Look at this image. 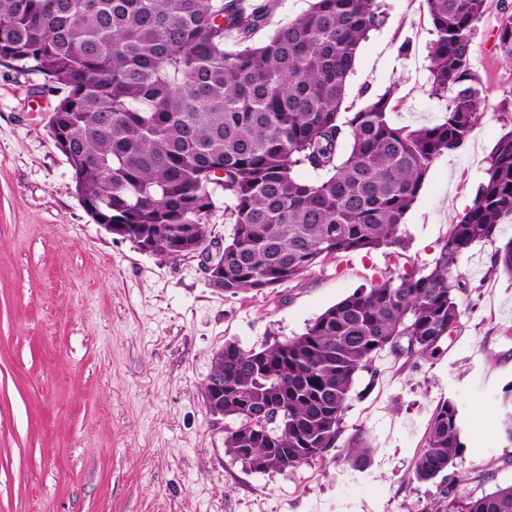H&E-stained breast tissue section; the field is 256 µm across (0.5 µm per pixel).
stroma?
<instances>
[{"label":"stroma","mask_w":512,"mask_h":512,"mask_svg":"<svg viewBox=\"0 0 512 512\" xmlns=\"http://www.w3.org/2000/svg\"><path fill=\"white\" fill-rule=\"evenodd\" d=\"M345 107L393 90L396 126L432 125L433 40L425 0H378ZM512 0H487L471 70L486 112L465 146L435 160L401 226L404 248L331 256L299 278L229 295L196 258L143 251L95 224L48 129L60 94L0 60V512H419L436 491L413 479L436 406L454 399L465 450L449 468L459 495L512 485V276L478 241L458 273L460 325L430 358L381 353L349 394L344 435L364 429L371 466L339 449L258 473L226 452L228 422L202 398L224 343L244 349L301 335L327 308L390 274L432 265L471 206L487 158L512 129V64L496 31Z\"/></svg>","instance_id":"35a3bbf8"}]
</instances>
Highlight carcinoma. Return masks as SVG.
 Here are the masks:
<instances>
[{"label": "carcinoma", "mask_w": 512, "mask_h": 512, "mask_svg": "<svg viewBox=\"0 0 512 512\" xmlns=\"http://www.w3.org/2000/svg\"><path fill=\"white\" fill-rule=\"evenodd\" d=\"M487 0H426L435 39L431 92L450 98L431 126L396 127L392 92L342 111L360 44L384 21L376 0H313L258 46L267 13L240 0H0V60L63 92L51 120L76 191L94 221L128 225L170 256L164 224L207 239L201 200L215 184L234 224L224 246V292L270 288L330 255L402 247L400 226L431 164L460 149L484 114L471 71ZM235 33L240 50L225 48ZM496 47L512 62V19ZM315 181L297 176L301 168ZM224 173V177L217 173ZM512 219V130L432 267L391 275L326 309L301 335L244 350L224 345V446L255 472L296 467L341 447L351 468L371 465L364 432L341 423L355 375L376 356L435 355L459 327L454 271L476 241ZM512 275V241L495 252ZM453 399L430 419L413 478L439 481L421 512H512V485L459 496L448 468L464 451Z\"/></svg>", "instance_id": "obj_1"}]
</instances>
